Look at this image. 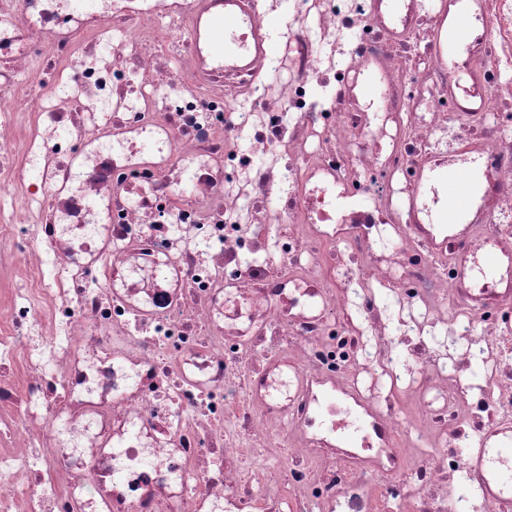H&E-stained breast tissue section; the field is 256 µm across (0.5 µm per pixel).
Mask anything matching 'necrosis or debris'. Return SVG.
I'll return each mask as SVG.
<instances>
[{
	"mask_svg": "<svg viewBox=\"0 0 512 512\" xmlns=\"http://www.w3.org/2000/svg\"><path fill=\"white\" fill-rule=\"evenodd\" d=\"M211 2L0 0V512H512L470 452L512 423V276L459 262L512 256V0L474 2L475 103L445 0H248L284 53L224 70ZM464 147L489 190L443 243L402 201ZM357 94L372 106H384L387 99V90L379 73L367 67L356 84ZM504 268L503 256L492 247L479 255L467 253L462 258L463 275L470 288L479 293H483L487 286L493 285Z\"/></svg>",
	"mask_w": 512,
	"mask_h": 512,
	"instance_id": "4bbe7bcc",
	"label": "necrosis or debris"
}]
</instances>
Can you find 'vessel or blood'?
Masks as SVG:
<instances>
[{
  "label": "vessel or blood",
  "instance_id": "b4317fda",
  "mask_svg": "<svg viewBox=\"0 0 512 512\" xmlns=\"http://www.w3.org/2000/svg\"><path fill=\"white\" fill-rule=\"evenodd\" d=\"M242 0H217L216 8L206 23V44L210 61L219 68L233 67L248 55L257 52L275 54L274 44L255 38L246 43L244 29L251 26L250 15L243 13ZM451 18L441 35L442 51L447 59L465 52L488 32V23L480 15L470 12L465 0H448ZM358 95L369 104L381 107L387 99V90L379 73L366 68L356 84ZM487 183L482 168L475 163L448 162L431 168L407 204L413 212H421L431 227L447 231L468 223L471 214L485 197ZM505 268L503 256L494 248L478 255L462 258V271L471 289L484 292L493 285ZM472 469L487 485L499 492L512 493V426L497 431L495 441L479 449L472 460Z\"/></svg>",
  "mask_w": 512,
  "mask_h": 512
}]
</instances>
